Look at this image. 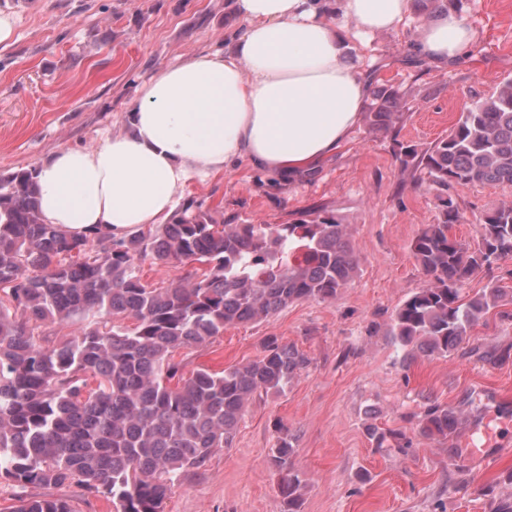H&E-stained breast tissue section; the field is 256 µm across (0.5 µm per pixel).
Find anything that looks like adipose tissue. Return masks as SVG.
<instances>
[{
	"instance_id": "obj_1",
	"label": "adipose tissue",
	"mask_w": 512,
	"mask_h": 512,
	"mask_svg": "<svg viewBox=\"0 0 512 512\" xmlns=\"http://www.w3.org/2000/svg\"><path fill=\"white\" fill-rule=\"evenodd\" d=\"M244 27L231 51H202L145 82L130 130L63 147L39 169L44 223L121 238L165 223L187 184L240 164L298 179L352 139L369 96L326 0H234ZM414 0H341L359 33L396 29ZM474 39L454 13L419 24L413 50L436 65Z\"/></svg>"
}]
</instances>
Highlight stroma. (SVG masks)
<instances>
[{
    "mask_svg": "<svg viewBox=\"0 0 512 512\" xmlns=\"http://www.w3.org/2000/svg\"><path fill=\"white\" fill-rule=\"evenodd\" d=\"M428 10L465 18L475 33L467 57L437 67L414 56L418 14L392 31L348 33L349 56L372 85L405 94L410 110L395 133L360 124L310 179L274 184L244 164L188 183L185 200L238 224L333 211L349 225L360 265L335 301H299L175 354L183 373L218 372L256 359L276 337L312 363L284 393L249 405L232 445L176 481L165 512H284L270 463L280 424L292 438L301 512H491L495 495L512 489V357L489 359L512 346V320L490 312L448 358L424 357L386 333L396 307L426 283L411 243L441 219L437 190L403 169L401 152L424 151L448 134L463 102L512 80V0H433ZM0 12L17 19L0 43V173L125 130L142 82L188 54L230 48L242 28L232 0H0ZM451 196L461 220L450 233L471 244L486 211L512 202V187L463 185ZM428 398L461 410L451 437L424 438L406 421ZM481 422L494 432L489 461L451 456ZM370 424L405 431L411 448H373Z\"/></svg>",
    "mask_w": 512,
    "mask_h": 512,
    "instance_id": "obj_1",
    "label": "stroma"
}]
</instances>
